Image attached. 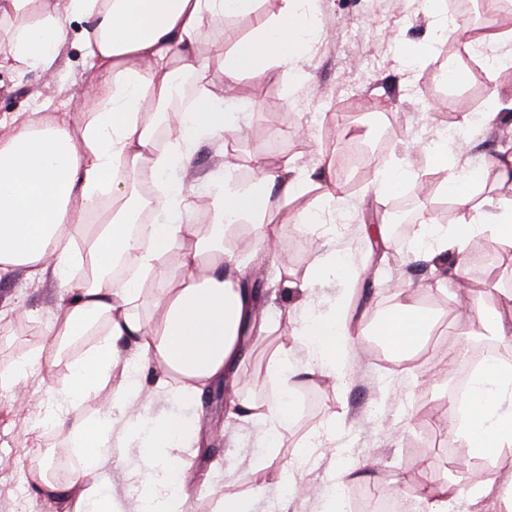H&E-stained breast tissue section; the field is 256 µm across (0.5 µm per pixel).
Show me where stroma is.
Instances as JSON below:
<instances>
[{"instance_id": "stroma-1", "label": "stroma", "mask_w": 512, "mask_h": 512, "mask_svg": "<svg viewBox=\"0 0 512 512\" xmlns=\"http://www.w3.org/2000/svg\"><path fill=\"white\" fill-rule=\"evenodd\" d=\"M399 0H317L322 33L304 53L287 66H274L257 77L243 78L237 86L238 103L232 113L241 115L242 132L235 139L231 158L240 183L252 182L257 170L253 157L270 164L290 160L301 171L318 175L326 155L323 131L334 126L339 135L378 145L375 165H399L410 172L409 184L422 176L442 178L441 170L425 165L415 144L431 139L445 118L459 119L468 111L471 80L452 84L441 74L466 48L470 33L481 26L479 10L457 20L458 30L443 41H433L434 14L446 10L448 0H411L401 12ZM82 23L71 21L57 75L30 74L19 83L8 70L0 71V116L30 111L42 105L63 110L68 97L88 101L96 89L86 78L87 63L81 45ZM252 16L226 18L223 26L204 31L202 53L210 70H218L234 40L252 33ZM304 136H297V129ZM370 177L343 194L346 217L322 251L303 248L280 252L278 262L287 279L264 269L265 295L261 312L273 316L294 308L292 284L301 283L315 256L349 259V279L319 289L321 297L343 303L352 321H369L388 310L392 299L387 281L411 286L414 299L432 311L431 329L408 358L388 354L379 366L359 354L347 365L345 383L311 377L299 386L300 413L280 427L275 442L260 440L248 424L228 417L223 390L202 399L197 410L202 435L208 439L209 458L195 449L183 451L198 475H205L208 459L220 460V480L225 493L249 503V512H320L330 477L346 459L369 461V480L384 485L394 495L402 489L395 475L419 466L428 481L436 482L455 470L470 485L483 482L485 471L458 461L447 466V450L435 446L440 418L448 411V379L424 384L417 376L437 363L432 346L441 351L458 341V322L470 313L473 299L495 304L489 277L500 278L512 289V263L495 259L492 269L475 261L469 276L477 281L474 293L451 297L433 291L436 273L430 262L412 261L405 250H377L364 232L374 224ZM64 288L55 280L37 282L24 274L0 284V309L23 300L41 316L52 314ZM284 330L260 339L240 370L238 397L258 402L275 396L279 385L268 368L271 356L289 346ZM39 376H31L15 389L0 391V512H53L24 480L29 460L54 453L75 467L77 457L62 435L38 429L47 406L38 397ZM288 470L296 481L309 486L310 495L284 496L274 472Z\"/></svg>"}]
</instances>
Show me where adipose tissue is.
<instances>
[{
    "label": "adipose tissue",
    "mask_w": 512,
    "mask_h": 512,
    "mask_svg": "<svg viewBox=\"0 0 512 512\" xmlns=\"http://www.w3.org/2000/svg\"><path fill=\"white\" fill-rule=\"evenodd\" d=\"M309 2L284 0L278 16L258 18L254 33L235 43L214 76L199 49L203 29L229 16L255 15L257 0H0V67L20 78L55 71L67 24L78 20L88 78L98 90L78 123L67 112L52 120L35 110L0 118V281L22 270L70 291L50 317L40 319L39 349L12 361L0 372V383L11 386L49 370L75 337L92 339L71 357L66 383L48 380L40 389L49 403L41 427L64 434L78 464L61 479L42 457L25 477L61 512H188L196 475L180 451L200 443L198 423L153 414L151 404L163 398L192 406L219 384L237 385L240 364L270 330L247 258H272L287 249L273 213L305 192L310 177L284 160L260 167L258 177L243 185L232 164H225L223 173L202 184L209 206L204 223L197 224L181 174L198 139L220 145L225 133L240 132L224 111L239 79L301 54L317 16ZM184 75L194 78L197 94L162 148L154 115L167 108L177 77ZM422 151L427 165L446 170L443 190L460 213L459 222L448 226L426 219L413 247L431 259L451 258L436 283L441 292L467 280L476 240L498 253L512 251V148L464 163L452 145L430 142ZM490 176L505 192L487 208L476 207L473 191ZM134 177L151 179L155 194L132 193ZM319 187L320 205L295 218L299 235L325 227L340 205L332 171L323 172ZM112 198L120 207L102 223H91L102 200ZM144 209L163 220L146 232L133 231L128 216ZM174 251L180 254L175 267L167 262ZM118 260L131 277L113 278ZM329 271L328 262L313 263L303 282L309 290L304 315L288 322L306 366H290L287 352L276 354L269 369L279 380V395L260 403L234 401L236 418L259 427L288 423L296 416L292 392L301 376L344 381L355 328L342 305L321 304L313 295ZM149 282L157 286L151 295ZM498 294V308L476 303L477 318L465 323L462 336L481 330L512 343V289ZM394 295L393 313L371 324L384 328L396 349L409 351L427 335L432 318L409 303L407 286L396 285ZM107 386L111 405L88 417L84 404ZM510 400L511 366L489 361L473 374L465 409L450 405L445 426L464 438L474 457L491 459V467L484 482L465 493L445 479L428 489L399 475L416 512H448L462 501L475 512H512ZM133 442L140 449L127 473L133 505L119 509L97 475Z\"/></svg>",
    "instance_id": "ef3b65f1"
}]
</instances>
